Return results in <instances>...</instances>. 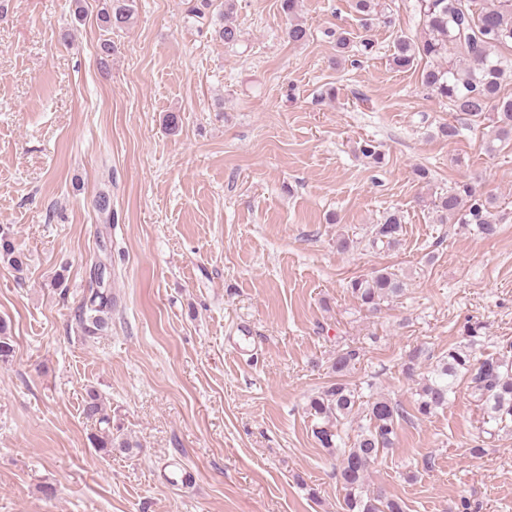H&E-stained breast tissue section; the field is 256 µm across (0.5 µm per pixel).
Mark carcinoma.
I'll return each instance as SVG.
<instances>
[{
	"instance_id": "carcinoma-1",
	"label": "carcinoma",
	"mask_w": 512,
	"mask_h": 512,
	"mask_svg": "<svg viewBox=\"0 0 512 512\" xmlns=\"http://www.w3.org/2000/svg\"><path fill=\"white\" fill-rule=\"evenodd\" d=\"M214 0H196L188 10L199 27L212 24ZM225 12L215 35L226 45L240 41V31L229 21L234 0H224ZM299 0H281V9L288 16V41L303 43L308 38L307 27L297 19ZM380 0H355V10L362 16L363 26H371L380 14ZM412 8L419 15L420 37L412 40L400 37L392 56L393 66L400 70L425 60L419 70L422 87L459 112L490 128L492 140L512 141V97L500 95L502 82L512 75V58L501 54L512 49V0H413ZM135 14L134 0H105L98 14L106 29L122 28L131 23ZM359 153L370 163H383L384 156L371 140H364ZM420 205L435 212L440 222L448 221L463 230H475L485 238L499 234L501 205L497 198L486 196L470 182H458L443 193L419 197ZM403 233L401 216L393 212L372 227L370 243L376 247L397 245ZM0 258L16 270L23 268L20 254L9 234L0 232ZM111 269L97 262L89 271V288L75 311V318L89 335L108 327L114 297L109 288ZM407 286L404 273L391 267L378 268L367 275L350 278L346 288L351 296L368 310L399 297ZM483 326L468 320L463 335L469 344L448 348L431 371V377L416 390V412L429 417L448 405L449 393L457 380L469 382L478 396L483 423H492L499 431H512V342L502 345L497 355L476 358L472 341L481 335ZM362 348L348 345L336 352L332 371L336 381L324 387L309 401L310 415L317 419L312 429L319 445L331 455L338 454L339 480L345 491L343 512H404L402 503L391 497L371 493L366 486L369 467L393 447L400 421L407 418L404 408L392 399L380 395L358 405L360 396L344 376L360 362ZM363 410L367 424L359 426L349 447L342 437L343 420L355 410ZM86 417L103 426L93 438L95 448L110 455L118 448L128 451L133 443L112 434V418L99 396L88 391L84 404Z\"/></svg>"
}]
</instances>
